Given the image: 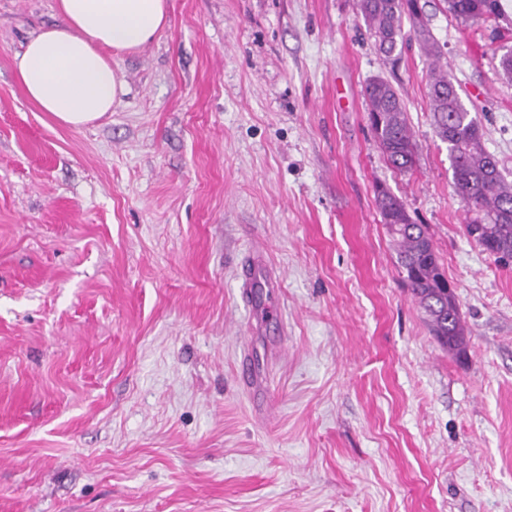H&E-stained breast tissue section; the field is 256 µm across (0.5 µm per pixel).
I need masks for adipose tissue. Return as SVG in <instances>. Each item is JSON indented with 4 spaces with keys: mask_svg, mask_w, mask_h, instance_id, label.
I'll return each instance as SVG.
<instances>
[{
    "mask_svg": "<svg viewBox=\"0 0 512 512\" xmlns=\"http://www.w3.org/2000/svg\"><path fill=\"white\" fill-rule=\"evenodd\" d=\"M167 7L168 0H57L62 25L31 34L15 57L28 98L75 129L105 117L125 88L100 47H143L166 26Z\"/></svg>",
    "mask_w": 512,
    "mask_h": 512,
    "instance_id": "ef3b65f1",
    "label": "adipose tissue"
}]
</instances>
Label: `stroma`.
<instances>
[{"instance_id":"obj_1","label":"stroma","mask_w":512,"mask_h":512,"mask_svg":"<svg viewBox=\"0 0 512 512\" xmlns=\"http://www.w3.org/2000/svg\"><path fill=\"white\" fill-rule=\"evenodd\" d=\"M431 32L512 180V0ZM55 0H0V512H512V265L463 232L432 58L377 52L355 0H169L80 129L19 85ZM417 143L394 171L363 87ZM427 225L468 333L430 334L381 221ZM264 246L274 313L241 299ZM249 352L258 375L240 382ZM365 98L371 128L387 162L398 173H409L417 163V146L398 92L378 76L366 85Z\"/></svg>"}]
</instances>
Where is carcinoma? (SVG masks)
<instances>
[{
	"mask_svg": "<svg viewBox=\"0 0 512 512\" xmlns=\"http://www.w3.org/2000/svg\"><path fill=\"white\" fill-rule=\"evenodd\" d=\"M456 19L468 23L498 20L499 0H443ZM378 52L386 60L398 56L410 41L434 60L428 83L429 111L438 138L447 144L452 184L464 205L466 236L496 261H512V182L483 143L479 122L462 103L442 54L428 27L420 0H356ZM412 22L403 29V18ZM368 116L380 149L389 165L406 174L417 163V146L406 107L395 87L375 77L365 87ZM374 196L383 224L397 247V263L411 294L426 316L429 330L448 351L465 352L466 328L456 298L448 296L428 227L413 221L405 204L382 184Z\"/></svg>",
	"mask_w": 512,
	"mask_h": 512,
	"instance_id": "1",
	"label": "carcinoma"
}]
</instances>
